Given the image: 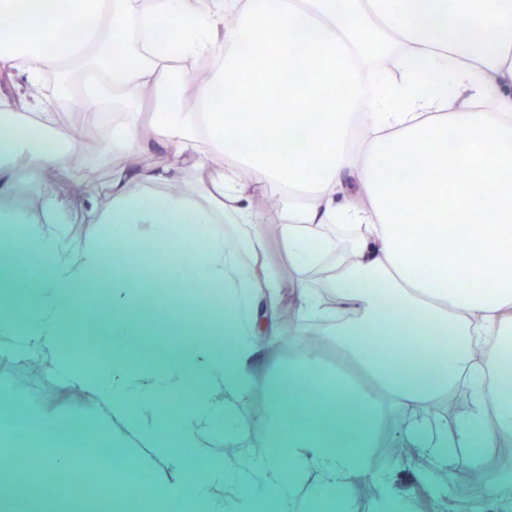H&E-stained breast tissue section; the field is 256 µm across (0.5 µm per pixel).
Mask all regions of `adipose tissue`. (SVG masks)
I'll list each match as a JSON object with an SVG mask.
<instances>
[{
  "label": "adipose tissue",
  "mask_w": 512,
  "mask_h": 512,
  "mask_svg": "<svg viewBox=\"0 0 512 512\" xmlns=\"http://www.w3.org/2000/svg\"><path fill=\"white\" fill-rule=\"evenodd\" d=\"M139 29L165 28L154 47L134 46ZM69 43H61L62 34ZM276 45L281 63L270 70L269 109L244 111L251 86L245 46ZM198 55L218 57L196 84L197 108L158 113L153 137L164 142L172 168L193 166L222 209L195 193H153L171 170H145L143 191L122 178L86 196V223L136 250L143 236L166 248L168 280L192 275L224 290V343L198 339L197 310L181 313V338L163 357L146 359L145 327L130 272L112 270L99 239L71 241V211L63 194L76 179L59 142L81 140L80 126L57 127L35 93L43 74L87 58L107 72L70 107L88 99L104 105L107 149L138 153L145 141L139 104L159 92L173 66ZM23 73V89L0 91V112H34L26 130L0 123V196L14 184L54 178L61 192L42 196L36 214L0 205V278L21 307L0 302V341L32 358H50L54 380L87 393L94 421L63 418L35 401L14 397L0 416L39 428V469L0 473V497L24 496L37 483L74 471L78 461L60 444L88 445L105 457L124 455L129 439L170 469L152 496L163 512H294L300 491L317 484L324 501L346 512L352 479L367 474L386 410L399 413L395 436L415 449V483H435L461 453L488 470L472 484L473 498L512 512V476L491 470L512 441V0H0V77ZM347 87L345 111L310 112L304 93L322 83ZM222 88L221 106L213 92ZM57 127V138L43 129ZM301 127L321 141L297 154L288 143ZM207 136L211 153L196 152ZM245 142L258 152L238 154ZM224 158L214 168L212 156ZM434 176L433 189L413 192L401 179L417 159ZM274 189L288 221L280 235L298 268L335 253L329 296L295 292L301 330L332 320L337 349L356 375L325 378L318 354L291 362L284 388L267 387L269 406L254 432L248 399L262 385L256 364L261 337L270 335V304L282 285L259 267L263 226L250 206L259 187ZM237 225L227 247L223 224ZM192 224L207 241L192 263L174 249L179 228ZM358 226L337 252L319 229ZM102 274L112 301L96 316L104 349L94 373L62 344L75 335L90 277ZM466 387L462 420L449 425L434 412L440 398ZM178 397V412L163 402ZM237 479L235 499H213L225 472ZM268 476L263 496L254 481Z\"/></svg>",
  "instance_id": "ef3b65f1"
}]
</instances>
